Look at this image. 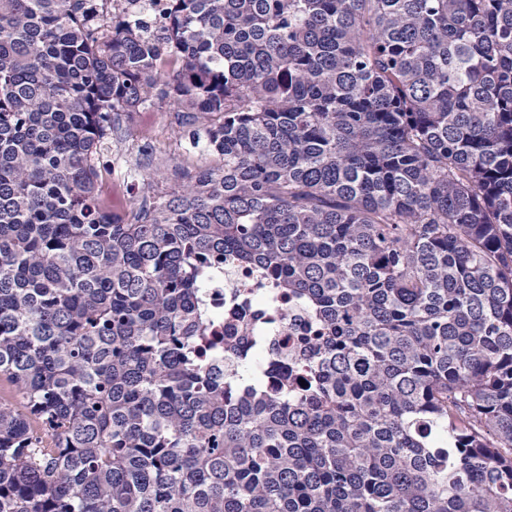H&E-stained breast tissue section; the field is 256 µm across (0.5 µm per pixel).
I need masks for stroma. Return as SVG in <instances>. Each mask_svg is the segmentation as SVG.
Here are the masks:
<instances>
[{"label": "stroma", "mask_w": 512, "mask_h": 512, "mask_svg": "<svg viewBox=\"0 0 512 512\" xmlns=\"http://www.w3.org/2000/svg\"><path fill=\"white\" fill-rule=\"evenodd\" d=\"M185 131V113L173 111L170 104L162 100L131 114L121 135L113 138L101 171V191L110 197L113 211L122 213L132 208L141 196L146 170L161 175L153 191L154 197L158 198L172 185L175 168L192 171L219 164L216 154L201 148L190 149ZM146 140L154 147L152 161L148 164L140 154V147Z\"/></svg>", "instance_id": "35a3bbf8"}]
</instances>
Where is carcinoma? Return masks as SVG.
I'll return each mask as SVG.
<instances>
[{"label":"carcinoma","mask_w":512,"mask_h":512,"mask_svg":"<svg viewBox=\"0 0 512 512\" xmlns=\"http://www.w3.org/2000/svg\"><path fill=\"white\" fill-rule=\"evenodd\" d=\"M163 2L0 0V512H512V0ZM154 98L223 164L114 216ZM227 260L305 386L201 358ZM224 288V290L222 289ZM247 294L249 302L256 307L268 311V315L260 324H251L247 330L239 331L233 336H251L249 349L255 351L251 362V369L255 372L267 374L273 366L276 372L288 373L292 371L296 376H303V371L294 367L299 361L295 355L296 336L303 334L313 323L312 315L306 304L296 298L289 297L280 288L261 286L248 268L239 264L225 265L224 277L212 286L205 289L201 306H207L221 312L219 326L214 330L225 336L228 324L234 319L231 317L236 306H229L227 302L234 301L238 296ZM224 301L226 302L224 304ZM265 336H272L276 342L277 362L270 360L269 352L265 346Z\"/></svg>","instance_id":"1"}]
</instances>
